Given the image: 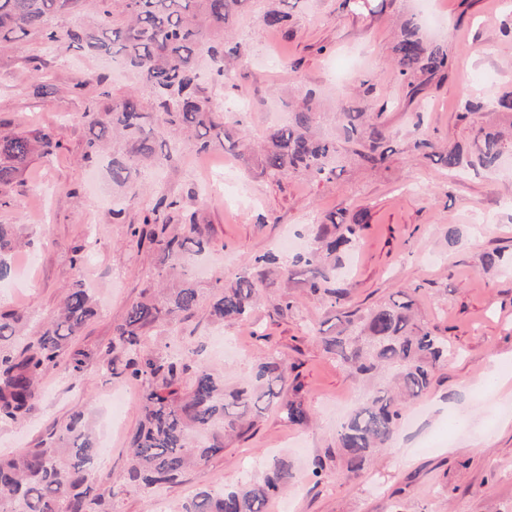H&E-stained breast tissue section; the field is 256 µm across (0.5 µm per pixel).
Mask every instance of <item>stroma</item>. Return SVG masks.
Listing matches in <instances>:
<instances>
[{
	"label": "stroma",
	"instance_id": "stroma-1",
	"mask_svg": "<svg viewBox=\"0 0 512 512\" xmlns=\"http://www.w3.org/2000/svg\"><path fill=\"white\" fill-rule=\"evenodd\" d=\"M264 7V0H249L238 19L236 37L248 51L234 67V82L212 80V62L201 68L226 121L242 120L253 153L242 157L221 147L172 153L136 181L137 202L120 220L112 216L111 154L83 160L90 137L83 114L111 106L133 89V77L116 71L115 59L76 48L56 53L38 39L0 52V127L46 129L60 142L52 158L31 161L11 190L12 207L0 210V224L15 225L26 242L7 277L16 290L0 295V307L24 314L29 339L73 281L82 280L98 303L77 338L91 354L83 372L44 373L28 417L0 425V456L35 447L53 424L83 413L98 433L116 427L102 464L121 487L108 502L112 512H151L150 492L122 484L143 388L107 371L106 347L130 304L165 278L154 251L130 244L128 234L161 190L195 214L197 233L209 241L191 273L205 299L282 238L295 234L312 244L315 219L335 216L325 226L330 236L337 224L357 226L336 270L334 285L346 293L339 306L308 293V274L299 268L287 284L269 277L251 322L216 321L201 307L171 326L148 329L154 351L179 350L230 386L250 376L262 349H277L312 416L311 425L292 426L276 412L260 413L246 434L225 439L223 452L164 488L170 512H180L200 488L257 473L273 454L288 457L296 471L290 512H512V395L497 386L498 379H512V271L485 265L493 250L512 256V209L500 205L512 197V154L497 172L475 175L448 171L416 147L425 139L466 153L479 129L512 120L490 111L467 116L461 106L468 92L489 100L512 91L506 32L512 0H296L285 30L260 24ZM427 13L439 19L432 35L447 45L450 65L414 94L394 75V31L399 21ZM42 79L53 84V94H36ZM309 90L323 105L321 135L336 143L333 179L261 174L259 147L288 122L283 99ZM339 105L376 114L390 149L383 163L357 156V144L332 116ZM487 214L493 228L478 232L475 222ZM404 289L418 321L459 356L437 369L427 392L411 403L391 449L349 476L336 456V432L361 403V379L325 350L318 334ZM285 296L295 306L284 313ZM492 356L499 364L490 376ZM316 457L327 464L318 478L306 468Z\"/></svg>",
	"mask_w": 512,
	"mask_h": 512
}]
</instances>
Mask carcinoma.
<instances>
[{
    "label": "carcinoma",
    "mask_w": 512,
    "mask_h": 512,
    "mask_svg": "<svg viewBox=\"0 0 512 512\" xmlns=\"http://www.w3.org/2000/svg\"><path fill=\"white\" fill-rule=\"evenodd\" d=\"M247 0H0V49L24 38H37L57 49L84 48L94 55L122 59L148 98L136 92L112 106L85 113L94 128L87 143L86 160L97 156L110 142L120 140L126 152L112 157L110 170L116 187L129 185L133 176L170 158L163 147H179L174 137H186L185 145L196 152L225 144L240 149L243 138L224 122V112L207 95L200 82V63L220 62L215 79L225 83L233 62L246 54L245 45L231 36L239 7ZM288 0H278L260 15L267 28L282 29L290 15ZM61 14H90L95 23L80 22L60 30L52 21ZM394 70L398 79L414 87L420 75L448 68V50L427 40L420 27L408 21L394 46ZM339 127L349 140L368 146L360 153L371 164L386 159L381 149L382 132L370 126L361 110L336 111ZM319 112L315 94H304L288 125L273 129L261 150V172L288 177L301 173L311 179L329 180L335 145L316 135ZM59 148L50 132L29 130L0 132V209L11 206L9 191L23 169L35 158H49ZM512 151V133L482 130L473 142L469 158L448 147L439 159L453 171L469 165L486 172L496 170L504 154ZM179 201L157 196L142 223L129 226L131 242H149L168 273L166 287L142 297L127 309L124 320L112 332L108 351L116 353L120 367L110 361L112 374L124 375L145 386L140 401L142 419L132 439L125 481L143 490L176 484L185 471L207 463L224 451V437L240 436L250 427L249 417L274 407L291 425H307L310 416L296 398L301 384L289 381L288 364L273 349H264L251 376L239 387L224 388V379L202 362L190 366L183 359L162 356L145 349L146 328L164 325L194 313L200 294L185 271L192 251L201 253L207 241L196 235L195 214L181 215L189 234L168 232L171 213ZM313 247L279 262L268 251L255 256L251 266L213 295L209 314L216 320L245 322L255 311L261 285L270 274L283 280L302 265L310 273L309 290L335 306L344 292L332 287L336 263L329 258L353 242L356 227L345 224L327 238L323 225L312 227ZM21 244L13 224H0V278L10 273V257ZM96 314L89 289L79 280L66 292L58 310L42 325L38 336L22 347L16 339L24 315L0 311V424L24 418L39 396L45 370L62 367L76 375L89 358L76 337ZM325 348L338 355L354 373L369 375L381 367L395 371L392 381L372 383L365 401L355 408L336 435V448L345 459L347 472L360 474L380 451L391 447L407 404L424 394L435 369L448 362L451 348L443 338L413 318V300L404 297L371 309L354 323L320 337ZM192 371L187 389L183 378ZM99 453L97 437L82 414L55 425L40 446L0 457V512H108L103 494L94 483ZM294 479L292 464L283 456H271L254 475L221 487L197 491L181 512H270V505Z\"/></svg>",
    "instance_id": "cac0c4a2"
}]
</instances>
